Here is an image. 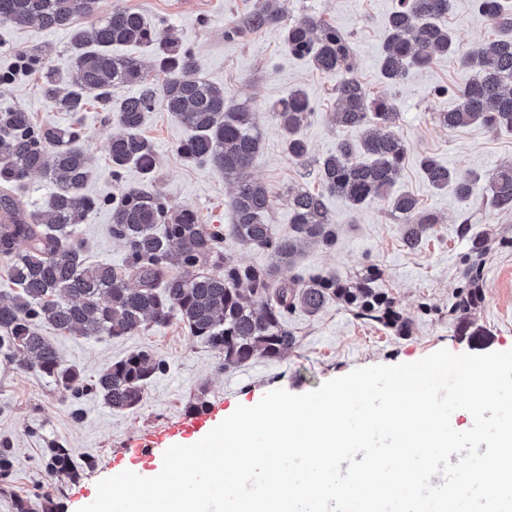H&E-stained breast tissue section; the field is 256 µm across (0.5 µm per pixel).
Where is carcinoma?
Masks as SVG:
<instances>
[{"label":"carcinoma","instance_id":"cac0c4a2","mask_svg":"<svg viewBox=\"0 0 512 512\" xmlns=\"http://www.w3.org/2000/svg\"><path fill=\"white\" fill-rule=\"evenodd\" d=\"M98 3L0 0V25L70 32L71 69H44V96L67 112H82L93 102L116 113L121 133L109 144L112 174L135 167L151 181L156 159L141 127L145 113L155 107L191 129L193 135L181 151L193 161L224 170V179L233 185L231 223L204 224L189 208L170 218L159 194L147 188L129 189L110 201L89 197L83 188L91 166L76 129L36 125L20 108L0 111V256L7 259L4 276L15 287L0 292V353L6 361L53 378L75 401L87 383L81 371L38 332L40 323L85 337H120L177 319L191 339L218 354L222 370L257 356L273 360L288 354L298 343L288 328V315L299 308L314 313L336 301L364 320L398 333L407 331L394 298L375 287L380 277L376 268L366 269L353 281L322 271L292 273L298 244L330 247L336 241L325 204L328 195L342 196L358 207L387 205L403 225V243L409 250L418 249L435 233V217L422 213L414 196L393 192L406 155L397 126L399 112L392 93L372 98L353 75L346 35L315 16L284 23L278 0H256L246 18L253 31L281 30L291 53L336 78L335 119L341 126L362 130L359 143L340 140L318 162V190L302 189L289 197L297 237L286 239L275 236L267 224L274 191L251 177L261 148L254 112L228 105L224 89L199 76L193 55L179 51L170 35L157 38L138 11L117 7L89 30L74 26L77 18L94 16ZM475 7L490 19L495 36L479 50L461 53L454 34L442 24L451 0H400L386 20L381 76L392 88L412 70L427 67L434 56H455L474 71V77L455 92L454 108L435 113L437 124L447 130L475 122L512 128V6L505 0H475ZM155 40L164 74L160 83L148 78L138 61L112 54L117 45ZM124 83L139 86L138 93L112 102V86ZM271 110L288 157L306 163L310 149L303 129L313 114L308 96L293 90ZM420 167L433 188L451 185L461 199L480 189L478 174L459 172L432 156L421 157ZM34 174L58 185L44 211L28 208L14 195L15 188ZM487 204L495 211L512 212V167L491 178ZM103 206L112 208V234L126 248L121 268L88 261L77 235L78 224ZM226 234L248 248L270 253L274 266H243L223 256ZM484 255L482 243H473L461 271L468 287L461 289L453 312L465 332L471 325L468 313L481 298L480 288L472 284ZM208 264L212 271H200ZM165 370L164 359L140 349L111 362L92 387L110 408L132 410ZM87 465L60 446L50 449L46 461L50 473L71 478Z\"/></svg>","mask_w":512,"mask_h":512}]
</instances>
